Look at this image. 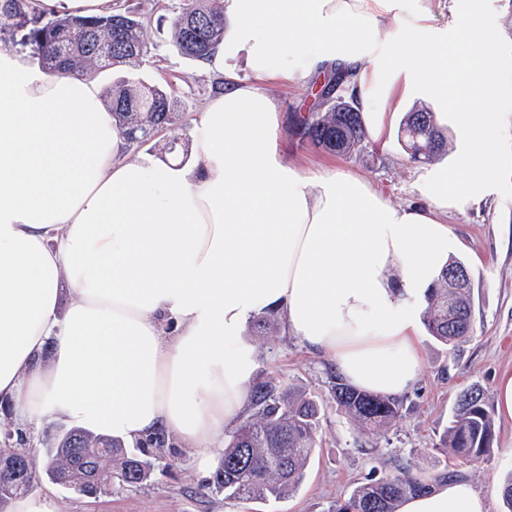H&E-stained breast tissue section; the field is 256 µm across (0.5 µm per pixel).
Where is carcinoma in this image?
Returning a JSON list of instances; mask_svg holds the SVG:
<instances>
[{
    "instance_id": "obj_1",
    "label": "carcinoma",
    "mask_w": 512,
    "mask_h": 512,
    "mask_svg": "<svg viewBox=\"0 0 512 512\" xmlns=\"http://www.w3.org/2000/svg\"><path fill=\"white\" fill-rule=\"evenodd\" d=\"M172 38L178 52L205 61L224 36V5L220 0H183L172 20ZM143 21L114 12L104 16L66 14L44 19L32 0H0V52H25L38 67L57 75H86L122 66L133 72L148 53ZM345 76H331L315 94L316 104L295 115L292 133L302 144L334 153L351 154L367 146V131L353 99L341 97L336 86ZM116 127L128 146L139 147L163 128L179 138V112L173 98L159 85L131 78L109 91ZM401 141L413 160H429L447 151V138L428 108H413L400 126ZM465 264L451 261L427 291L422 321L438 342L466 341L472 329L470 283H459L452 273ZM330 392L341 410L363 432L379 431L395 422L402 402L359 391L339 375L331 376ZM320 404L305 390L283 386L275 378L255 388L251 412L224 442L223 462L212 488L232 500L279 499L302 481L308 462L320 446ZM495 426L484 392L473 385L459 395L437 450L460 461H477L490 451ZM166 440H156L152 451L134 453L123 441L80 429L54 438L40 463L25 448H6L0 462L18 465L15 476L0 481V507L26 495L24 470L80 495L93 496L112 486L146 482L153 461L165 455ZM427 482L406 469L386 478H366L348 498L336 502L334 512H395L402 497L424 490Z\"/></svg>"
}]
</instances>
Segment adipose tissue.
Listing matches in <instances>:
<instances>
[{
	"label": "adipose tissue",
	"mask_w": 512,
	"mask_h": 512,
	"mask_svg": "<svg viewBox=\"0 0 512 512\" xmlns=\"http://www.w3.org/2000/svg\"><path fill=\"white\" fill-rule=\"evenodd\" d=\"M481 0H233L209 68L224 89L192 128V164L128 159L98 83L0 53V403L145 444L194 446L200 472L249 404L248 322L287 333L350 385L405 393L421 365L417 304L460 249L448 211L489 194L512 91ZM246 53L250 80L226 70ZM346 73L368 134L423 91L467 148L394 206L340 169L306 175L277 147L260 87ZM172 329L163 332L162 321ZM443 480L396 512H487Z\"/></svg>",
	"instance_id": "1"
}]
</instances>
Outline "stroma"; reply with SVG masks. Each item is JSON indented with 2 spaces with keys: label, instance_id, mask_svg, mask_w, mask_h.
I'll return each instance as SVG.
<instances>
[{
  "label": "stroma",
  "instance_id": "1",
  "mask_svg": "<svg viewBox=\"0 0 512 512\" xmlns=\"http://www.w3.org/2000/svg\"><path fill=\"white\" fill-rule=\"evenodd\" d=\"M181 0H113L116 10L140 17L149 29L150 51L139 74L171 93L178 103L184 130L177 152L167 150L168 134L131 148L130 156L151 155L162 161L183 162L192 152L190 124L203 112L210 96L224 86L223 75L205 62L181 56L172 43L171 21ZM512 0H484L483 20L500 36L496 64L512 81V32L506 19ZM263 92L283 104L281 149L306 172L340 168L370 181L394 205L420 201L426 162L410 159L398 143L397 130L385 140L368 142L366 149L339 155L302 145L291 135L292 116L302 107L306 92L285 83H267ZM503 154L498 180L485 202L448 213V224L462 241L459 257L472 282L473 332L457 346L444 345L420 334L422 364L415 385L401 397L400 417L386 430L361 434L350 418L329 398L333 362L313 353L282 322L262 341H254L257 367L254 383L277 378L298 386L322 401L325 414L321 446L295 492L280 500L230 501L198 475L188 444L173 439L156 463L149 480L136 487L102 490L86 497L41 480L37 491L53 489L58 512H332L338 499L350 495L368 476L397 474L399 466L432 481L455 473L483 496L488 512H505L503 488L512 477V421L496 419L490 452L476 464H463L441 454L436 445L448 425L459 393L471 385L483 388L495 404L499 378L512 374V96L504 100Z\"/></svg>",
  "mask_w": 512,
  "mask_h": 512
}]
</instances>
